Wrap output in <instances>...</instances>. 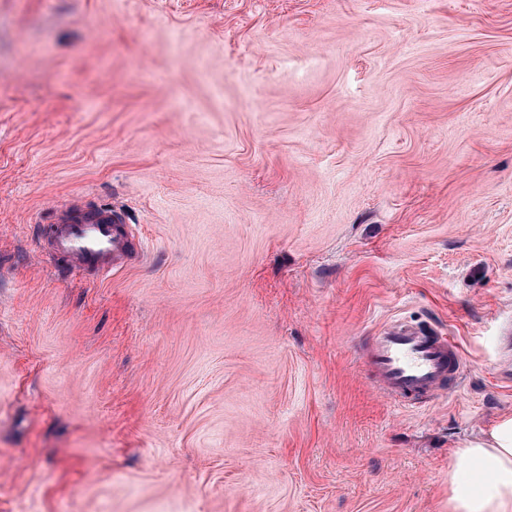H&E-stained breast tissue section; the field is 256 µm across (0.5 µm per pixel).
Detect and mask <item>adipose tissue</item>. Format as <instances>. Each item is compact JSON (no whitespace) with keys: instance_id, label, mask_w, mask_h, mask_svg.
<instances>
[{"instance_id":"adipose-tissue-1","label":"adipose tissue","mask_w":512,"mask_h":512,"mask_svg":"<svg viewBox=\"0 0 512 512\" xmlns=\"http://www.w3.org/2000/svg\"><path fill=\"white\" fill-rule=\"evenodd\" d=\"M448 512H512V416L465 440L448 466Z\"/></svg>"}]
</instances>
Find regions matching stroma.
Returning <instances> with one entry per match:
<instances>
[{
	"mask_svg": "<svg viewBox=\"0 0 512 512\" xmlns=\"http://www.w3.org/2000/svg\"><path fill=\"white\" fill-rule=\"evenodd\" d=\"M60 205L144 256L46 266ZM511 317L512 0H0V512H448ZM361 358L378 388L405 408L429 402L445 381L449 392L461 376L452 337L429 324L392 320L369 337Z\"/></svg>",
	"mask_w": 512,
	"mask_h": 512,
	"instance_id": "stroma-1",
	"label": "stroma"
}]
</instances>
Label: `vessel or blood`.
<instances>
[{
  "mask_svg": "<svg viewBox=\"0 0 512 512\" xmlns=\"http://www.w3.org/2000/svg\"><path fill=\"white\" fill-rule=\"evenodd\" d=\"M51 222L43 260L66 263L71 273L106 277L123 269L133 253L118 213L63 210ZM361 358L378 388L405 408L429 402L443 384H456L461 376L462 359L452 337L437 327L399 319L370 336Z\"/></svg>",
  "mask_w": 512,
  "mask_h": 512,
  "instance_id": "obj_1",
  "label": "vessel or blood"
}]
</instances>
